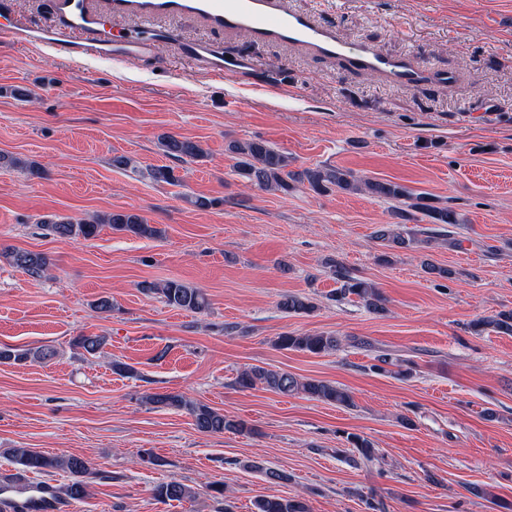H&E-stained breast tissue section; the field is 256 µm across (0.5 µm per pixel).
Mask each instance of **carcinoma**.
<instances>
[{"mask_svg": "<svg viewBox=\"0 0 512 512\" xmlns=\"http://www.w3.org/2000/svg\"><path fill=\"white\" fill-rule=\"evenodd\" d=\"M161 146L166 155L181 162L196 161L205 157L206 152L196 142L174 135L161 138ZM229 153L235 156V172L259 188L270 192H288L292 183H306L315 193L323 194L340 191L353 194H367L385 201H394L430 219L433 224H462L464 220L453 209L431 204L426 196H415L405 186L391 182L362 178L352 171L330 165H317L300 172L289 169L291 160L288 155L273 148L261 139L245 141L233 140L228 144ZM148 176L155 182L177 185L180 177L171 166H156L147 170ZM104 225L117 232L129 233L139 237H160L163 230L147 223L140 215L125 211L95 215L80 221H46L44 226L51 233L68 239H91L99 234ZM376 238L386 245L407 248L420 242L414 234L398 224L394 228H383ZM425 244L431 240L421 241ZM10 264L24 270L33 278L44 276L50 261L43 253L28 250H10L5 253ZM341 280L338 295L342 298L355 297L367 310L378 313L385 310V298L374 284L355 276L336 272ZM146 294L159 296L167 305L183 311L205 314L210 309L206 294L199 288L189 286L178 280L148 282L141 284ZM281 310L288 314L309 315L315 305L308 298L296 294H286L279 302ZM497 334L512 335V309L501 310L495 315L481 318L470 324V330L481 335L486 330ZM107 339L100 335L78 336L73 345L83 354L96 356L103 353ZM339 344L335 336L321 333L293 335L284 333L275 339L280 349L308 352L315 355L330 352ZM55 355L49 345L37 348L0 347V362L24 365L28 362L45 361ZM236 385L241 390L253 389L259 385L281 395H302L306 398L335 404L343 407L354 405L351 394L336 384L317 380L301 379L283 371L261 366H249L241 370L236 377ZM147 403L156 407L185 410L192 416L196 428L208 434H222L226 431L243 432L245 423L231 419L224 413L199 402L187 399L176 393L156 392L145 397ZM346 441L359 454L366 464L378 459V449L373 443L357 434H349ZM21 480L27 473H52L62 471L68 474V482L61 487L65 499L80 501L88 495L89 462L76 455L50 456L31 448H9L6 450ZM154 496L161 502L183 501L193 497L189 486L173 479L158 485ZM255 512H309L307 499L302 494L290 497L266 496L255 501Z\"/></svg>", "mask_w": 512, "mask_h": 512, "instance_id": "obj_1", "label": "carcinoma"}]
</instances>
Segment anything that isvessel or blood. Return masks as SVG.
Listing matches in <instances>:
<instances>
[{
  "label": "vessel or blood",
  "instance_id": "vessel-or-blood-1",
  "mask_svg": "<svg viewBox=\"0 0 512 512\" xmlns=\"http://www.w3.org/2000/svg\"><path fill=\"white\" fill-rule=\"evenodd\" d=\"M112 10L134 16V24L115 35L104 30L99 16L88 12L86 0H59L53 26L27 29L11 22L9 4L0 0V39L19 45L40 43L72 57L148 56L155 45L168 38L165 31L149 26V19L166 11L193 10L224 30L243 31L258 41L304 45L319 55L347 60L357 69L398 86H414L428 75L414 59L392 58L366 45L342 43L334 31L319 26L311 16L289 9L287 0H113ZM181 49L210 73L242 75L251 69L249 60H225L223 51L210 44L187 42Z\"/></svg>",
  "mask_w": 512,
  "mask_h": 512
}]
</instances>
